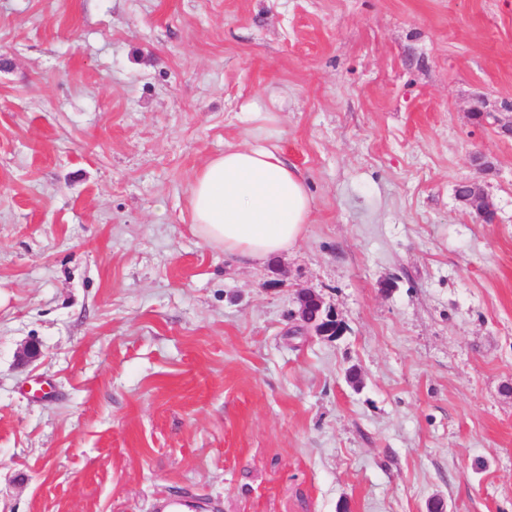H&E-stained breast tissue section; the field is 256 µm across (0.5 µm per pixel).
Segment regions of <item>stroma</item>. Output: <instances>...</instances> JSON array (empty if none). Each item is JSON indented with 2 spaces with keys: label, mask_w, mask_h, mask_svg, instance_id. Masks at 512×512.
<instances>
[{
  "label": "stroma",
  "mask_w": 512,
  "mask_h": 512,
  "mask_svg": "<svg viewBox=\"0 0 512 512\" xmlns=\"http://www.w3.org/2000/svg\"><path fill=\"white\" fill-rule=\"evenodd\" d=\"M479 96L512 99V0H0V512H512ZM257 112L312 219L247 265L189 197ZM302 289L343 335L296 329ZM469 184V191L465 195H458L457 198L466 206L473 209L484 223L492 224L496 221V208L488 194L475 181L465 182Z\"/></svg>",
  "instance_id": "obj_1"
}]
</instances>
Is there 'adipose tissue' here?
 Wrapping results in <instances>:
<instances>
[{
	"label": "adipose tissue",
	"mask_w": 512,
	"mask_h": 512,
	"mask_svg": "<svg viewBox=\"0 0 512 512\" xmlns=\"http://www.w3.org/2000/svg\"><path fill=\"white\" fill-rule=\"evenodd\" d=\"M194 231L210 246L263 263L295 246L312 200L277 146L231 145L198 172L190 193Z\"/></svg>",
	"instance_id": "ef3b65f1"
}]
</instances>
